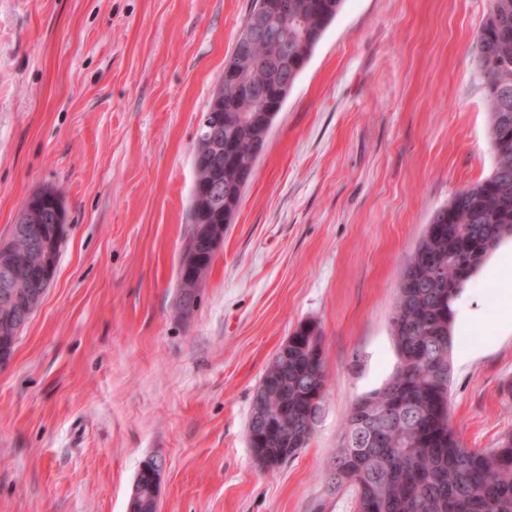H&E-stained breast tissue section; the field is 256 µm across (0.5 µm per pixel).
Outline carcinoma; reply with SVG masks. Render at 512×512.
Returning a JSON list of instances; mask_svg holds the SVG:
<instances>
[{"mask_svg": "<svg viewBox=\"0 0 512 512\" xmlns=\"http://www.w3.org/2000/svg\"><path fill=\"white\" fill-rule=\"evenodd\" d=\"M288 2V18L307 21V28L283 23L277 39L255 43L244 57L232 52L227 63L238 69L240 85L220 82L207 108L223 131L233 132L239 164L224 165L222 139L195 144V170L218 187L223 200L218 208L191 197L187 247L208 267L211 242L232 223L276 115L251 90L273 86L287 99L344 0ZM475 61L486 90L494 167L434 213L408 258L391 320L397 366L386 386L365 396L375 411L372 421L350 414L328 471L336 490L353 493L356 512H512V434L495 448L468 449L448 424L456 302L486 259L512 239V135H507L512 132V0H491ZM35 197L43 213L40 235L32 243L14 228L0 243V286L12 282L22 291L35 290L30 269L59 259L69 233L62 197L52 188ZM454 280L460 288L451 292L448 282ZM26 322L0 307V342ZM316 352L323 353L321 327L313 321L300 324L288 337V354H275L258 386L264 394L249 425H257L261 413L288 409V431L260 449L269 471L296 458L309 443V419H318L327 387L324 360H313ZM390 386L400 391L394 409Z\"/></svg>", "mask_w": 512, "mask_h": 512, "instance_id": "carcinoma-1", "label": "carcinoma"}]
</instances>
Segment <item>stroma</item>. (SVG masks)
<instances>
[{
	"label": "stroma",
	"mask_w": 512,
	"mask_h": 512,
	"mask_svg": "<svg viewBox=\"0 0 512 512\" xmlns=\"http://www.w3.org/2000/svg\"><path fill=\"white\" fill-rule=\"evenodd\" d=\"M251 0H0V241L60 192L56 276L0 367V512H354L325 471L397 364L390 318L436 210L494 165L474 62L491 0H344L270 130L189 317L177 309L198 117ZM449 424L512 433V240L457 302ZM327 389L274 472L253 396L302 323Z\"/></svg>",
	"instance_id": "35a3bbf8"
}]
</instances>
